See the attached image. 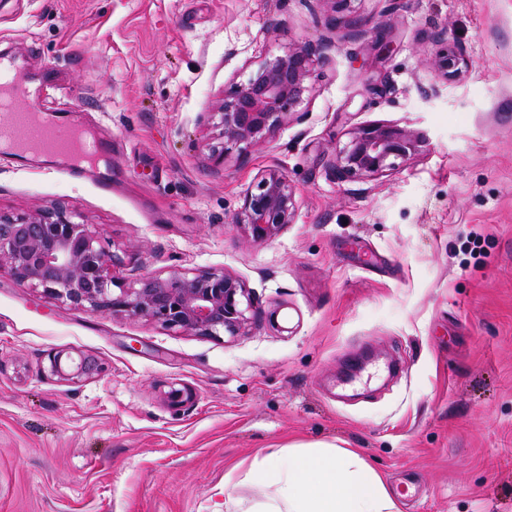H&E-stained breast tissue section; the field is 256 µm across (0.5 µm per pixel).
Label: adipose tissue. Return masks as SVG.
<instances>
[{
	"label": "adipose tissue",
	"mask_w": 512,
	"mask_h": 512,
	"mask_svg": "<svg viewBox=\"0 0 512 512\" xmlns=\"http://www.w3.org/2000/svg\"><path fill=\"white\" fill-rule=\"evenodd\" d=\"M225 485L262 483L269 492L251 512H397L376 472L359 454L338 446H318L289 455L271 452Z\"/></svg>",
	"instance_id": "1"
}]
</instances>
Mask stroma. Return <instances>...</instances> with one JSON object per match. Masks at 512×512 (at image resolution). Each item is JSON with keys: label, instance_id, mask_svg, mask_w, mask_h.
Returning a JSON list of instances; mask_svg holds the SVG:
<instances>
[{"label": "stroma", "instance_id": "1", "mask_svg": "<svg viewBox=\"0 0 512 512\" xmlns=\"http://www.w3.org/2000/svg\"><path fill=\"white\" fill-rule=\"evenodd\" d=\"M437 30L473 67L428 101ZM294 43L323 52L300 117L216 162L225 89ZM1 53L41 109L111 138L112 185L0 153V212L63 206L117 283L224 270L255 310L208 336L0 276V512L245 510L264 489L226 474L324 444L356 449L398 512H512V0H0ZM371 123L426 147L338 180L337 146ZM270 168L298 209L253 244L237 209ZM54 352L98 369L59 380Z\"/></svg>", "mask_w": 512, "mask_h": 512}]
</instances>
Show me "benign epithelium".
<instances>
[{
  "label": "benign epithelium",
  "instance_id": "7a95c632",
  "mask_svg": "<svg viewBox=\"0 0 512 512\" xmlns=\"http://www.w3.org/2000/svg\"><path fill=\"white\" fill-rule=\"evenodd\" d=\"M437 46L429 58L436 76L455 81L473 66L465 47L448 44V35H433ZM321 51L308 44H291L265 60L247 80L224 92L216 113L221 142L213 155L224 159L232 147L248 150L264 145L285 121L297 113L306 81ZM348 140L332 164L341 181L378 177L414 158L425 147L417 130L398 124L377 123L349 129ZM297 200L286 176L277 169L263 170L245 191L236 215L247 239L266 243L294 223ZM111 256L89 225L74 220L65 209L52 206L32 214L0 213V272L16 283L40 289L49 297L93 311L145 318L167 328H181L208 336L237 335L254 307L245 283L217 270L174 269L165 277L142 272L118 286L108 275ZM51 372L63 381L97 371L87 357L49 356Z\"/></svg>",
  "mask_w": 512,
  "mask_h": 512
}]
</instances>
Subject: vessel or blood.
<instances>
[{
  "mask_svg": "<svg viewBox=\"0 0 512 512\" xmlns=\"http://www.w3.org/2000/svg\"><path fill=\"white\" fill-rule=\"evenodd\" d=\"M32 100L39 89L19 88L13 64L0 61V143L8 145L17 157L37 155L51 159H69L77 154L97 156L102 152V138L79 136V119L75 111H50L45 121H38L35 107H22L19 96Z\"/></svg>",
  "mask_w": 512,
  "mask_h": 512,
  "instance_id": "1",
  "label": "vessel or blood"
}]
</instances>
